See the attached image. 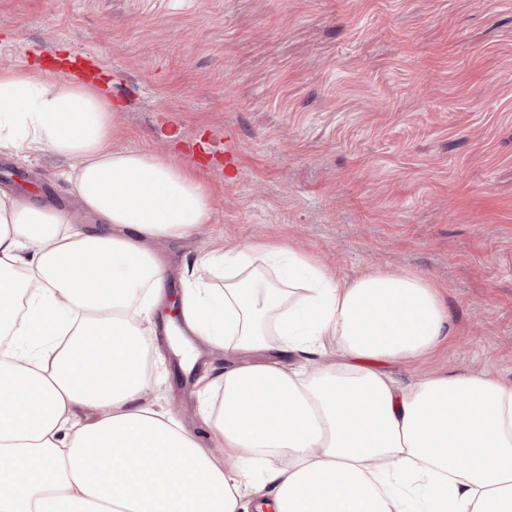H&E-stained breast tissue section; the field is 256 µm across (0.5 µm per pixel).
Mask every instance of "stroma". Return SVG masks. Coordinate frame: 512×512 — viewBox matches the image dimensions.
Instances as JSON below:
<instances>
[{
	"mask_svg": "<svg viewBox=\"0 0 512 512\" xmlns=\"http://www.w3.org/2000/svg\"><path fill=\"white\" fill-rule=\"evenodd\" d=\"M53 51L110 84L112 146L199 164L212 220L158 246L288 239L346 279L437 282L452 337L420 374L512 380V0H0V66ZM75 160L0 155V186L77 209ZM144 400L206 428L160 337Z\"/></svg>",
	"mask_w": 512,
	"mask_h": 512,
	"instance_id": "obj_1",
	"label": "stroma"
}]
</instances>
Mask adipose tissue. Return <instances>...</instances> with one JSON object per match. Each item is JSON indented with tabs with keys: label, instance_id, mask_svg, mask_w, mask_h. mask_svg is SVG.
<instances>
[{
	"label": "adipose tissue",
	"instance_id": "adipose-tissue-1",
	"mask_svg": "<svg viewBox=\"0 0 512 512\" xmlns=\"http://www.w3.org/2000/svg\"><path fill=\"white\" fill-rule=\"evenodd\" d=\"M112 112L95 82L0 67V154L82 161L79 211L0 193V512H512V381L383 369L448 338L437 285L345 283L279 240L202 251L223 288L189 273L170 293L152 244L209 223L208 194L194 168L114 151ZM168 307L187 360L244 357L196 392L203 441L143 401ZM331 353L310 376L283 363Z\"/></svg>",
	"mask_w": 512,
	"mask_h": 512
}]
</instances>
